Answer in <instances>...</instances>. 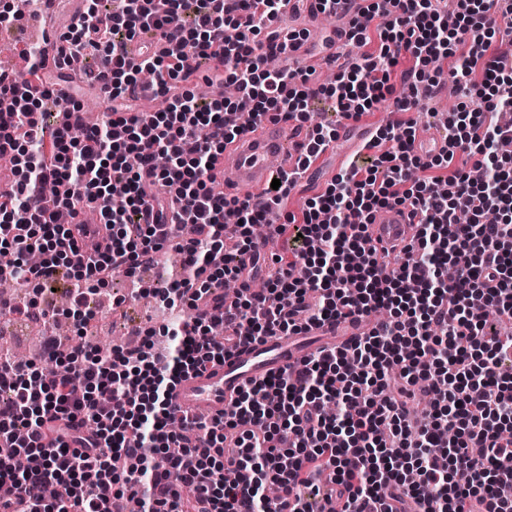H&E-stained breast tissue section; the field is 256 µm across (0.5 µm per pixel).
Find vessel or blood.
Listing matches in <instances>:
<instances>
[{
  "label": "vessel or blood",
  "instance_id": "1",
  "mask_svg": "<svg viewBox=\"0 0 512 512\" xmlns=\"http://www.w3.org/2000/svg\"><path fill=\"white\" fill-rule=\"evenodd\" d=\"M447 125V115H439L430 132L416 142L417 153L439 152L447 143ZM302 142L295 125L262 116L253 132L226 144L213 176L217 182L232 184L237 195L258 204L266 203L267 188L273 178L296 169ZM416 230L409 209L395 206L380 209L373 215L369 234L377 246L400 247L414 240ZM369 328L365 321H346L332 326H310L296 336L276 335L244 342L223 362L179 381L172 393V403L179 414L191 419L218 416L245 385L278 373L312 354L314 340L336 337L345 345Z\"/></svg>",
  "mask_w": 512,
  "mask_h": 512
}]
</instances>
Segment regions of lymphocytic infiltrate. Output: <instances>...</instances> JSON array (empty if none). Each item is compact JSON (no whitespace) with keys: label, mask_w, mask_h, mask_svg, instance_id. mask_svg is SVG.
<instances>
[{"label":"lymphocytic infiltrate","mask_w":512,"mask_h":512,"mask_svg":"<svg viewBox=\"0 0 512 512\" xmlns=\"http://www.w3.org/2000/svg\"><path fill=\"white\" fill-rule=\"evenodd\" d=\"M98 0L73 23L70 53L96 58L107 74L102 91L115 100L146 88L168 99L140 122L112 108L86 124L73 95L54 85L34 93L42 50H26L24 73L0 72V154L13 159L12 190L0 194V250L12 252L1 278L31 289L37 308L63 261H73L71 311L98 294L114 273L137 277L170 238L169 224H191L175 245L180 278L155 289L161 303L184 306L187 320L165 327L166 350L146 331L137 348L110 352L62 347L46 337L40 361L62 362L45 382L40 361L0 353V512H112L128 498L137 512H512V0H372L350 22V38L378 40L327 87L305 68L269 70L265 57L298 32L278 29L284 0ZM506 20L499 28L498 20ZM175 34L157 53H129L142 34ZM410 68L400 69L401 59ZM236 85L234 100H200L189 82L202 64ZM451 74L471 95L448 117V146L432 159L415 153L411 122ZM330 100L335 121L318 123L303 146L302 168L336 139V124L360 120L392 100L395 120L379 133L390 150L366 169L339 172L301 214L277 224L297 176L282 175L270 205L213 188L225 143L246 134L236 113L252 110L285 121L302 116L310 97ZM55 100L73 116L46 131L43 104ZM463 166H455V158ZM403 205L417 220L402 258L372 245L378 209ZM95 210L103 242L90 239L83 217ZM467 210L468 223L456 221ZM277 224L298 236L291 260L267 289H239L225 311L218 281L237 279L253 244L251 228ZM389 319L344 349H325L302 365L253 383L211 422L191 425L171 405L175 381L223 360L235 341L303 326ZM233 444L234 455L224 453ZM191 497H184V489Z\"/></svg>","instance_id":"obj_1"}]
</instances>
